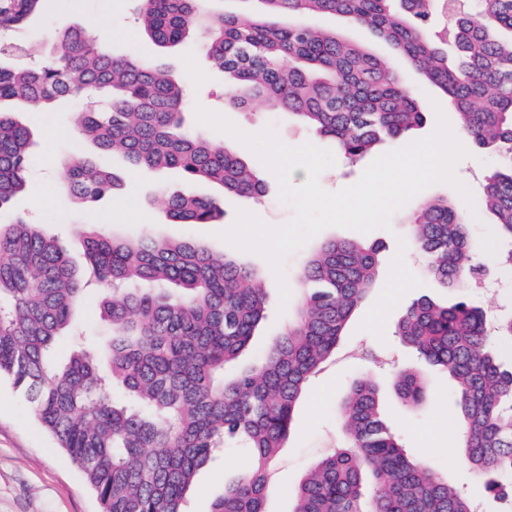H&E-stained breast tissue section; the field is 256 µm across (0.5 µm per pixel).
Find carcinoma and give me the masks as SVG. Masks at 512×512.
<instances>
[{
    "instance_id": "obj_1",
    "label": "carcinoma",
    "mask_w": 512,
    "mask_h": 512,
    "mask_svg": "<svg viewBox=\"0 0 512 512\" xmlns=\"http://www.w3.org/2000/svg\"><path fill=\"white\" fill-rule=\"evenodd\" d=\"M210 2L135 0L134 11L160 48L200 36L203 57L227 81L230 107L259 100L286 111L350 159L408 136L424 112L392 60L303 17L338 15L389 43L451 101L462 145L495 157L480 202L509 243L494 265L512 270V0H466L461 8L453 0H252L218 15ZM44 4L0 0V32L24 28ZM438 11L448 17L449 51L431 27ZM54 43L49 56L27 64L13 61L20 48L0 47V208L27 187L32 130L19 114L99 96L102 105L80 113V134L122 155L131 174L178 170L187 188L164 197L173 222L211 224L224 216V196H265V180L240 156L185 129V90L169 70L114 55L83 27L56 32ZM202 181L223 196L188 190ZM117 183L81 158L66 164V189L83 203L114 195ZM407 226L408 244L444 287L489 273L470 253L463 200H426ZM381 261L376 243H324L301 272L311 287L288 325L260 360L244 365L267 313L261 270L194 241L116 240L94 224L76 259L19 219L0 227V377L34 405L101 512H185L198 472L220 448H242L247 457L224 480L212 512H266L271 470L306 383L334 355ZM89 287L103 294L110 336L102 344L73 320ZM65 332L74 353L57 367L50 350ZM396 335L455 381L463 458L481 491L512 512V364L492 346L494 336L512 340V317L491 325L462 298L441 304L422 296ZM393 387L407 405L426 399L415 367L399 372ZM342 418L344 442L305 474L292 512H475L471 492L408 454L374 383L353 382Z\"/></svg>"
}]
</instances>
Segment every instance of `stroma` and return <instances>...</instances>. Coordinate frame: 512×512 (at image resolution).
<instances>
[{
  "label": "stroma",
  "instance_id": "stroma-1",
  "mask_svg": "<svg viewBox=\"0 0 512 512\" xmlns=\"http://www.w3.org/2000/svg\"><path fill=\"white\" fill-rule=\"evenodd\" d=\"M133 7L132 0H82L78 9L65 10L57 0H48L42 16L9 33L8 38L24 46V58L30 61L48 53L56 31L73 25L87 27L97 19L105 21L114 33L113 52L142 56L168 67L186 88V127L202 138L233 149L267 180V195L259 200L226 198L224 217L213 224H177L169 219L161 194L181 186L182 177L175 171L141 174L127 180L120 197L94 204L47 196L49 184L63 182L64 163L71 156H82L117 172L125 169L121 158L102 154L91 143L73 139L79 108L67 101L51 112L24 114V121L34 133L27 190L0 209V225L19 218L28 220L74 254L81 250V231L87 224L99 225L119 238L191 239L216 252L235 253V246L224 241L222 235L233 227L239 211L278 227L292 219L294 210L280 201L278 181L258 156L236 137L200 123L198 110L218 114L249 135L272 129L281 142L293 148L308 143L311 134L295 118L271 111L259 102L244 110H230L224 76L206 64L199 39L160 51L134 22ZM397 67L426 114L425 124L413 134L414 140L431 135L438 116L455 123L452 106L442 103L437 90L407 63L398 62ZM334 160V165L319 176L321 186L330 192L355 184L374 157L369 154L352 161L335 154ZM491 165V158L483 151L469 150L454 168L456 184L441 182L424 189L393 214L389 227L365 235L342 227L325 228L287 256L283 277L270 275L267 317L251 345L256 358L287 324L302 294L298 272L322 241L364 235L383 246L384 260L373 288L352 318L335 355L311 377L296 407L292 434L286 448L281 449L269 480L267 512H291L293 492L306 472L343 442L341 401L357 379H367L378 386L385 418L411 454L430 459L438 475L449 482L478 489V476L457 448L454 384L447 374L428 364L422 366L428 393L425 404L417 409L399 400L393 377L400 369L417 363L415 354L395 333L406 308L424 295L440 303L451 298L428 278L424 259L406 246L404 219L420 201L442 195L457 198L458 185L479 194V184ZM285 287L290 290L286 301L281 298ZM463 293L470 305L481 308L489 318L511 315L512 271H498L491 283H467ZM242 463L240 449L219 450L216 458L199 472L188 496L187 512H212L215 500L224 492L225 476L239 470ZM0 512H99L98 500L75 463L42 428L24 395L5 378H0Z\"/></svg>",
  "mask_w": 512,
  "mask_h": 512
}]
</instances>
